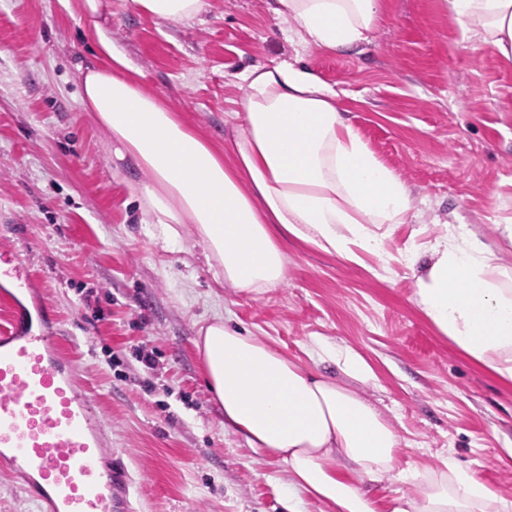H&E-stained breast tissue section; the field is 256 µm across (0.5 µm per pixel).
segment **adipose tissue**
Masks as SVG:
<instances>
[{
	"instance_id": "ef3b65f1",
	"label": "adipose tissue",
	"mask_w": 512,
	"mask_h": 512,
	"mask_svg": "<svg viewBox=\"0 0 512 512\" xmlns=\"http://www.w3.org/2000/svg\"><path fill=\"white\" fill-rule=\"evenodd\" d=\"M165 21L198 17L205 0H133ZM464 40L512 61V0H448ZM300 45L351 53L368 42L383 0H268ZM104 62L82 72L80 102L110 136L113 162L145 173L136 185L162 249L191 228L221 284L261 293L285 278L281 241L294 237L352 262L383 257L387 226L406 223L409 190L336 105V93L297 63L255 66L235 102L234 158L146 91L127 56L99 37ZM476 233L445 227L426 247L414 297L424 317L473 362L512 383V289ZM224 424L288 468L289 485L334 512H387L366 488L390 477L405 491L388 512H512L454 457L420 471L398 465L401 438L360 392L376 383L354 347L311 337L309 368L213 317L195 342Z\"/></svg>"
}]
</instances>
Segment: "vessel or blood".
<instances>
[{
  "label": "vessel or blood",
  "mask_w": 512,
  "mask_h": 512,
  "mask_svg": "<svg viewBox=\"0 0 512 512\" xmlns=\"http://www.w3.org/2000/svg\"><path fill=\"white\" fill-rule=\"evenodd\" d=\"M0 459L51 512H133L131 479L56 331L9 299L0 325Z\"/></svg>",
  "instance_id": "obj_1"
}]
</instances>
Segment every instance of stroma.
<instances>
[{
	"label": "stroma",
	"mask_w": 512,
	"mask_h": 512,
	"mask_svg": "<svg viewBox=\"0 0 512 512\" xmlns=\"http://www.w3.org/2000/svg\"><path fill=\"white\" fill-rule=\"evenodd\" d=\"M103 2L101 28L144 88L225 160L239 73L299 56L411 198L386 262L291 240L281 286L220 285L191 239L170 250L150 239L136 175L113 171L109 136L81 106L79 69L98 60L92 21L71 15L69 0H0V258L21 246L33 279L27 289L0 281V291L57 319L131 474L134 512H286V466L225 427L205 383L194 341L217 314L306 366L311 337L358 348L378 376L363 394L402 439L400 467L452 456L512 499V385L429 324L402 260L408 243L452 224L483 235L512 268L499 230L512 224V61L472 49L445 0H386L353 54L301 50L266 0H206L178 23L132 0Z\"/></svg>",
	"instance_id": "35a3bbf8"
}]
</instances>
